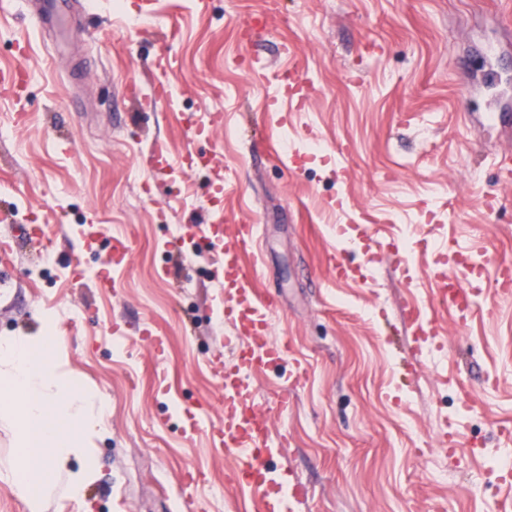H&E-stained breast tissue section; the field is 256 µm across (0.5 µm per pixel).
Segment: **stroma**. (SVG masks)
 I'll return each instance as SVG.
<instances>
[{
	"mask_svg": "<svg viewBox=\"0 0 512 512\" xmlns=\"http://www.w3.org/2000/svg\"><path fill=\"white\" fill-rule=\"evenodd\" d=\"M64 28L0 8V239L42 224L46 251L13 242L0 263V336L54 337L62 371L107 406L67 472L80 492L42 512H254L225 479L217 369L235 331L217 256L171 228L258 225L243 257L279 310L290 353L253 379L300 512H498L495 462L512 441V0H72ZM172 168L149 172L155 140ZM101 235L85 247L82 231ZM134 242L112 286L113 232ZM431 241L403 263L391 243ZM470 252L474 270L455 263ZM351 274L337 276V255ZM471 287L449 307L433 269ZM426 311L413 336L403 315ZM166 338L116 336L113 319ZM299 384L291 379L297 366ZM288 396V412L278 402ZM463 445L448 452L442 431ZM0 425V512H30ZM199 473L184 486L180 476ZM126 322H115L112 325L113 333L125 334L126 330L131 331L133 334L142 337L154 349L157 357H162L166 350V341L163 336H160L147 322H142L135 327H128Z\"/></svg>",
	"mask_w": 512,
	"mask_h": 512,
	"instance_id": "1",
	"label": "stroma"
}]
</instances>
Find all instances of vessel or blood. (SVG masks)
<instances>
[{
    "label": "vessel or blood",
    "mask_w": 512,
    "mask_h": 512,
    "mask_svg": "<svg viewBox=\"0 0 512 512\" xmlns=\"http://www.w3.org/2000/svg\"><path fill=\"white\" fill-rule=\"evenodd\" d=\"M29 16L35 24L46 20L63 21L70 0H25ZM201 238L218 249V263L224 270V310L240 341V347L232 362L219 373L221 395L224 404V420L214 427L211 434L230 457V473L236 484L259 490V512H298L301 488L292 487L275 494L266 491L269 462L273 450L269 444L268 412L256 400L251 381L253 374L277 365L288 353L286 343L270 336V318L274 303L260 295L250 275L242 269V255L257 236L253 224H241L233 238H226L220 224H201L197 227ZM133 248L130 237L117 234L111 242L108 262L112 267L125 265ZM113 332L142 337L163 355L166 341L148 323L128 327L117 322Z\"/></svg>",
    "instance_id": "vessel-or-blood-1"
}]
</instances>
